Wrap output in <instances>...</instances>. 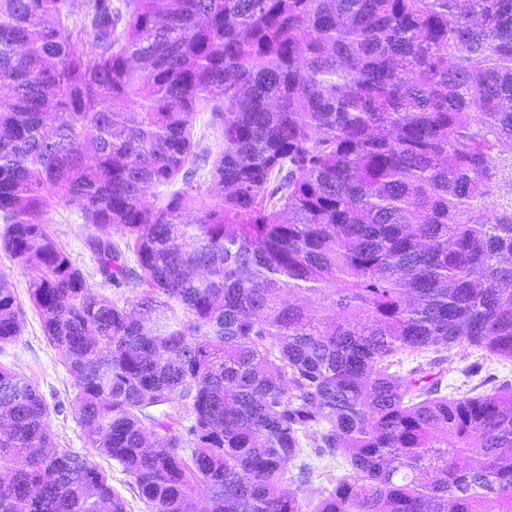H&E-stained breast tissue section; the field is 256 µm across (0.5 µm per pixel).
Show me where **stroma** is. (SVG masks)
<instances>
[{
  "label": "stroma",
  "mask_w": 512,
  "mask_h": 512,
  "mask_svg": "<svg viewBox=\"0 0 512 512\" xmlns=\"http://www.w3.org/2000/svg\"><path fill=\"white\" fill-rule=\"evenodd\" d=\"M50 230L68 250L73 261L87 273L96 291L112 294V287L105 285L96 273L86 246L87 239L98 236V229L84 223L75 208L59 204L50 212ZM0 272L8 274L13 283L23 320L20 336L0 346V365L25 377L39 389L50 408L49 425L58 446L92 460L105 474L113 492L126 502L127 512H147L132 479L122 466L87 445L84 431L74 414L76 388L66 369L65 358L44 334L41 320L26 292V275L1 249Z\"/></svg>",
  "instance_id": "stroma-1"
}]
</instances>
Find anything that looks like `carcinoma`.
<instances>
[{"label":"carcinoma","instance_id":"1","mask_svg":"<svg viewBox=\"0 0 512 512\" xmlns=\"http://www.w3.org/2000/svg\"><path fill=\"white\" fill-rule=\"evenodd\" d=\"M0 87L4 250L148 512H512V384L436 356L512 362V0H0ZM49 415L0 366V512H127ZM50 230L56 240L71 254L73 261L88 275L89 282L99 293L112 295L116 299L115 289L103 283L95 272V264L86 246L90 237L103 236L102 232L91 224H84L75 208L63 203L56 205L50 212ZM442 355L446 359L440 367L445 383L459 385L463 379L461 371L475 358L476 353H473V349L456 347L443 352ZM306 461L314 467L315 476L299 494L305 501L316 502L319 498L328 495V492L336 486V479L348 473L342 459L331 461L311 458Z\"/></svg>","mask_w":512,"mask_h":512}]
</instances>
